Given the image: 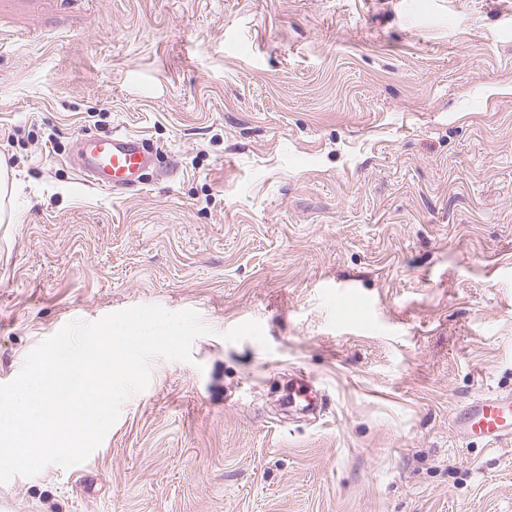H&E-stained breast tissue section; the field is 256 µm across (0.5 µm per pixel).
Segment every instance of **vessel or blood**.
Listing matches in <instances>:
<instances>
[{
	"instance_id": "1",
	"label": "vessel or blood",
	"mask_w": 512,
	"mask_h": 512,
	"mask_svg": "<svg viewBox=\"0 0 512 512\" xmlns=\"http://www.w3.org/2000/svg\"><path fill=\"white\" fill-rule=\"evenodd\" d=\"M76 169L82 182L115 194L135 187L140 172L151 162L144 138L117 133L103 142L78 141ZM456 428L468 438L486 442L512 440V390H490L460 408Z\"/></svg>"
}]
</instances>
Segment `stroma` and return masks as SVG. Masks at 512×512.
I'll list each match as a JSON object with an SVG mask.
<instances>
[{
    "mask_svg": "<svg viewBox=\"0 0 512 512\" xmlns=\"http://www.w3.org/2000/svg\"><path fill=\"white\" fill-rule=\"evenodd\" d=\"M117 132L156 164L82 185ZM0 158V383L74 320L211 329L0 512H512L452 421L512 389V0H0ZM80 180L87 185L120 194L135 187L139 173L151 162L152 151L144 138L129 133L112 134L104 142L78 137ZM13 182H9L7 164L0 158V223L11 224L14 213L11 206Z\"/></svg>",
    "mask_w": 512,
    "mask_h": 512,
    "instance_id": "35a3bbf8",
    "label": "stroma"
}]
</instances>
